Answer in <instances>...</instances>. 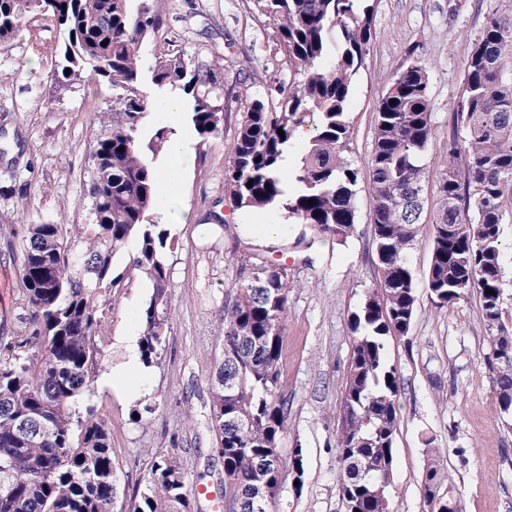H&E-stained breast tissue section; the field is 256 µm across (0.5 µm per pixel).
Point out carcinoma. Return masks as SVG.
Here are the masks:
<instances>
[{"instance_id": "carcinoma-1", "label": "carcinoma", "mask_w": 512, "mask_h": 512, "mask_svg": "<svg viewBox=\"0 0 512 512\" xmlns=\"http://www.w3.org/2000/svg\"><path fill=\"white\" fill-rule=\"evenodd\" d=\"M250 2L277 30L282 69L300 80L261 76L272 94L244 112L225 187L239 208H277L314 234L342 242L355 231L356 186L368 180L377 284L351 316L354 339L336 450L346 512H393L389 487L402 382L387 360V341L410 332L418 289L439 307L477 291L493 347L512 351L500 234L505 201L512 200V16L489 15L468 55L438 183L430 261L419 281L409 254L419 238L424 157L434 138L425 64L411 58L384 86L363 171L345 156L346 112L353 78L370 49L373 6L365 0ZM31 12L49 17L62 34L55 84L66 87L85 75L112 88V104L95 113L85 251L71 256L64 224H31L22 241L24 328L0 336V512H112L118 468L110 425L92 396L105 341L102 305L119 283L112 277L116 247L136 242L133 266L152 284L140 312L146 368L165 351L171 315L170 233L149 221L159 191L155 159L169 132L146 122L150 89L180 97L196 134L206 138L224 120V57L187 60L171 50L144 67L141 46L164 25L165 0H0V42L21 31ZM314 114L315 134L299 166L287 172L284 156ZM290 288L287 267L255 264L224 305L211 422L224 461V498L242 512H254L262 489V512H274L281 487L279 441L288 399L280 392V366ZM493 369L499 404L512 405V359ZM443 484L441 467L431 464L423 485L426 512H448ZM193 494L180 458L159 456L123 512H192Z\"/></svg>"}]
</instances>
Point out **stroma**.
<instances>
[{
	"instance_id": "35a3bbf8",
	"label": "stroma",
	"mask_w": 512,
	"mask_h": 512,
	"mask_svg": "<svg viewBox=\"0 0 512 512\" xmlns=\"http://www.w3.org/2000/svg\"><path fill=\"white\" fill-rule=\"evenodd\" d=\"M374 35L353 85L347 119L348 158L365 167L372 153L376 104L385 83L418 56L427 66L436 139L425 156L421 240L410 254L416 277L430 259L436 182L448 160L452 109L464 88L465 64L489 13L512 15V0H371ZM166 22L141 48L144 64L174 48L186 57L231 54L224 65V121L200 139L186 114L154 112L153 127L180 130L189 154L180 185L188 222L153 214L170 232L165 253L171 291L166 351L126 390L97 387L94 400L112 424L119 466L121 512L142 485L154 456L178 455L190 487L205 488L194 512H225L224 463L210 426V386L222 357L224 305L247 279L243 257L282 264L293 283L280 385L290 403L283 457L302 449L304 473L287 471L277 512H345L336 454L337 415L351 358V315L377 278L370 234L371 198L357 185V224L346 241L305 233L277 209L237 208L224 185L244 110L269 90L259 75L275 74L277 31L260 21L248 0H165ZM62 35L50 18L32 13L21 31L0 42V336L16 333L27 312L15 257L27 227H71V253L82 252L91 223L88 194L94 114L112 102L110 89L88 78L57 90ZM278 225L271 236L267 225ZM134 242L118 247L112 274L121 283L104 304L109 342L101 362L109 374L120 360V339L139 333V313L152 293L132 265ZM390 364L403 389L390 497L394 512H425L422 477L440 458L461 512H512V417L501 413L492 346L477 295L439 308L419 294L407 336L390 338Z\"/></svg>"
}]
</instances>
